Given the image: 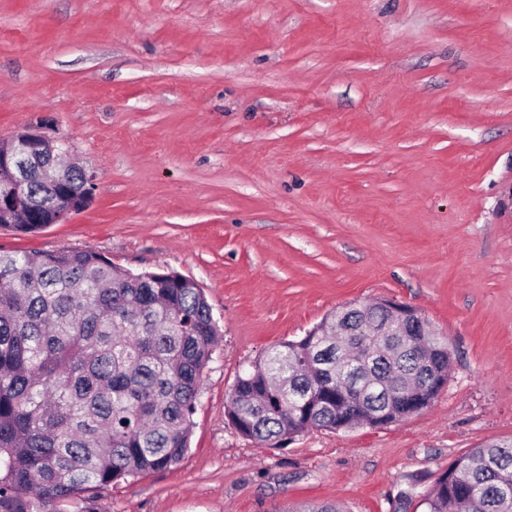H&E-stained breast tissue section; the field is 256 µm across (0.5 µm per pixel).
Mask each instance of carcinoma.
Wrapping results in <instances>:
<instances>
[{
    "mask_svg": "<svg viewBox=\"0 0 512 512\" xmlns=\"http://www.w3.org/2000/svg\"><path fill=\"white\" fill-rule=\"evenodd\" d=\"M81 168L60 189L77 192ZM51 186L29 170L24 204L39 232ZM378 303L350 304L318 335L265 349L235 379L227 417L243 437L280 447L310 430L378 427L408 417L395 386L428 408L448 372L428 370L401 337L350 336L336 356V322H381ZM219 329L203 291L173 270L133 273L86 250H0V512H100L105 491L180 462ZM512 512V443L460 455L393 512Z\"/></svg>",
    "mask_w": 512,
    "mask_h": 512,
    "instance_id": "carcinoma-1",
    "label": "carcinoma"
}]
</instances>
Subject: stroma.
Here are the masks:
<instances>
[{"label":"stroma","instance_id":"1","mask_svg":"<svg viewBox=\"0 0 512 512\" xmlns=\"http://www.w3.org/2000/svg\"><path fill=\"white\" fill-rule=\"evenodd\" d=\"M65 136L90 205L0 250L194 279L222 341L190 448L102 512H392L512 441V0H0V137ZM390 299L448 337L430 407L273 448L225 406L264 349Z\"/></svg>","mask_w":512,"mask_h":512}]
</instances>
